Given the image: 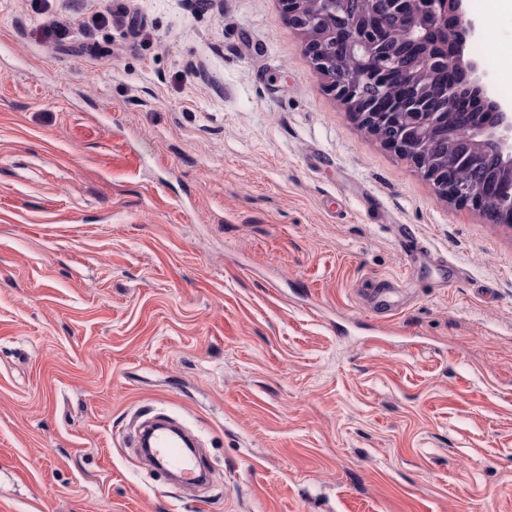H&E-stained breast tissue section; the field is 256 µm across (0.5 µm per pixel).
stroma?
I'll use <instances>...</instances> for the list:
<instances>
[{
  "mask_svg": "<svg viewBox=\"0 0 512 512\" xmlns=\"http://www.w3.org/2000/svg\"><path fill=\"white\" fill-rule=\"evenodd\" d=\"M159 413L198 497L125 442ZM0 512H512V226L280 0H0Z\"/></svg>",
  "mask_w": 512,
  "mask_h": 512,
  "instance_id": "obj_1",
  "label": "stroma"
}]
</instances>
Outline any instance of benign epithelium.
Masks as SVG:
<instances>
[{"label":"benign epithelium","instance_id":"7a95c632","mask_svg":"<svg viewBox=\"0 0 512 512\" xmlns=\"http://www.w3.org/2000/svg\"><path fill=\"white\" fill-rule=\"evenodd\" d=\"M284 2L326 91L363 128L448 202L512 221V107L491 91L484 64L463 60L479 32L464 0H362L357 13L349 0ZM439 141L448 158L432 165L426 155Z\"/></svg>","mask_w":512,"mask_h":512}]
</instances>
